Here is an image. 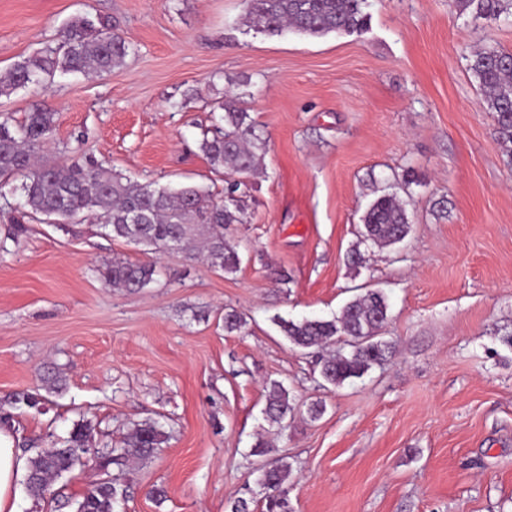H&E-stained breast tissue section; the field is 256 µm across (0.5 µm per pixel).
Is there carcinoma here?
I'll return each instance as SVG.
<instances>
[{"label": "carcinoma", "mask_w": 512, "mask_h": 512, "mask_svg": "<svg viewBox=\"0 0 512 512\" xmlns=\"http://www.w3.org/2000/svg\"><path fill=\"white\" fill-rule=\"evenodd\" d=\"M248 17L270 34L291 31L308 37L363 30L368 15L367 0H245ZM461 10L476 5V15L499 16L512 10V0H459ZM129 53L122 36L105 31L87 17L68 22L56 46H48L0 72V94L28 86H42L60 74L109 73ZM470 70L484 92L487 111L495 116L499 139L512 144V53L495 47L474 51ZM223 125L203 135L200 149L212 170L248 175L259 170L265 142L250 113L230 103L222 104ZM55 113L37 107L15 124L0 121V182L22 178V208L34 220L96 224L105 234L163 252L172 243L187 257H203L207 264L227 274L239 269L236 248L224 239V227L244 223L245 211L236 199L240 183H227L224 199L217 201L197 186L177 190L151 184H136L95 161L72 160L49 163L39 152L52 139ZM358 244L389 247L402 242L410 232L405 205L391 194L378 197L366 210ZM114 288L140 290L155 281L152 263L113 260L100 269ZM389 320L385 295L367 290L347 302L331 318L278 319L283 336L294 347L313 354L324 383L339 387L363 376L389 352L379 332ZM47 397L21 392L12 404L30 409L40 407ZM294 405L280 382L270 384L264 410L267 420L281 424ZM93 425L81 419L64 438L36 453L30 461L25 482L28 495L43 499L40 489L53 486L79 465L85 446L93 437ZM167 441L166 432L155 420L132 425L118 446L96 456L104 471L124 470L130 463L150 458ZM288 462L275 460L261 468L259 484L265 490L266 512H290ZM127 489L110 474L92 493L55 492L57 508L70 512H116L125 501Z\"/></svg>", "instance_id": "carcinoma-1"}]
</instances>
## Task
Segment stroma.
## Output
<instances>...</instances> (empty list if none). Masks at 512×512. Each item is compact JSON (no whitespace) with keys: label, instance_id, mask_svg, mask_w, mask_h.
<instances>
[{"label":"stroma","instance_id":"obj_1","mask_svg":"<svg viewBox=\"0 0 512 512\" xmlns=\"http://www.w3.org/2000/svg\"><path fill=\"white\" fill-rule=\"evenodd\" d=\"M366 11L362 31L302 37L252 26L244 0H0V72L77 15L130 44L112 72L0 95L18 122L35 104L54 110L50 157L220 199L199 142L221 102L267 140L247 221L225 232L233 274L88 223L23 220L19 181L0 188V417L20 447L84 418L102 449L158 421L170 438L122 475L125 512H226L246 494L266 512L260 435L291 466L292 512H512V158L469 68L478 48L512 51V14L476 18L458 0ZM385 190L406 203L410 233L352 265ZM116 257L160 274L109 286L98 269ZM365 286L388 298L393 351L325 389L274 318L331 316ZM231 309L242 331H225ZM57 370L66 387L43 409L11 405ZM274 380L296 407L282 427L264 417Z\"/></svg>","mask_w":512,"mask_h":512}]
</instances>
